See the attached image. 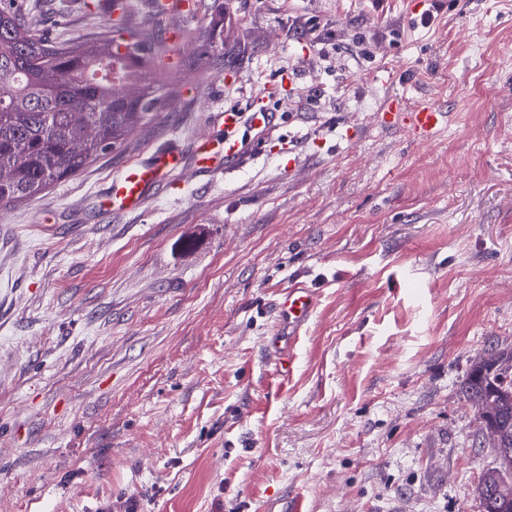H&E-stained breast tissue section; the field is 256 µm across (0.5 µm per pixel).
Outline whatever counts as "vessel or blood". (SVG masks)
I'll list each match as a JSON object with an SVG mask.
<instances>
[{"label": "vessel or blood", "mask_w": 512, "mask_h": 512, "mask_svg": "<svg viewBox=\"0 0 512 512\" xmlns=\"http://www.w3.org/2000/svg\"><path fill=\"white\" fill-rule=\"evenodd\" d=\"M445 115L429 104L404 109L398 105L389 106L385 122L388 126L407 128L415 139L424 141L430 138L443 123ZM241 115L233 108L225 109L224 140L222 153H214L210 141H203L198 147L196 165L204 170H215L223 165L239 160L243 154L242 144L234 135ZM180 166L177 152H169L148 164L136 163L126 168L123 174L114 179L111 187L112 205L114 209H135L142 205L146 190L151 184L162 181L175 173ZM316 305L314 289L298 286L282 293L277 298L274 309L279 321L287 327V336H275L271 341V349L276 356V364L280 374H287L292 363L283 350V340H296L301 329L309 320Z\"/></svg>", "instance_id": "1"}]
</instances>
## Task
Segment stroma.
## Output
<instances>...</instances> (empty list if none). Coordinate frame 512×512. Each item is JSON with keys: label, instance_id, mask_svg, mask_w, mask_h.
Here are the masks:
<instances>
[{"label": "stroma", "instance_id": "35a3bbf8", "mask_svg": "<svg viewBox=\"0 0 512 512\" xmlns=\"http://www.w3.org/2000/svg\"><path fill=\"white\" fill-rule=\"evenodd\" d=\"M36 0L60 40L109 15ZM164 19V101L126 144L0 209V512H480L461 386L512 347V0H223ZM236 167L198 139L283 71ZM446 112L421 142L391 102ZM178 174L108 212L128 165ZM318 305L281 378L273 300ZM224 26V7L212 13L206 26L198 30L197 42L200 55L208 58L213 68L224 71V40L216 39L217 32Z\"/></svg>", "mask_w": 512, "mask_h": 512}]
</instances>
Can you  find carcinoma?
<instances>
[{
  "mask_svg": "<svg viewBox=\"0 0 512 512\" xmlns=\"http://www.w3.org/2000/svg\"><path fill=\"white\" fill-rule=\"evenodd\" d=\"M0 0V207L42 194L122 145L147 122L165 84L160 62L167 46L161 0H149L150 26L131 22L132 5L91 36L49 38L34 16ZM224 10L199 28L197 42L210 65L224 69ZM462 392L480 411L483 442L512 471V350L476 358ZM497 512H512V479L498 485Z\"/></svg>",
  "mask_w": 512,
  "mask_h": 512,
  "instance_id": "obj_1",
  "label": "carcinoma"
}]
</instances>
